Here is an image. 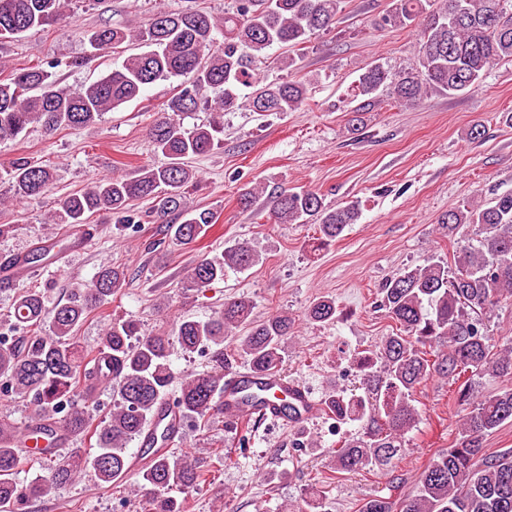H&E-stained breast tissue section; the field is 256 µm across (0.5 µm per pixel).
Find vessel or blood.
<instances>
[{
    "label": "vessel or blood",
    "mask_w": 512,
    "mask_h": 512,
    "mask_svg": "<svg viewBox=\"0 0 512 512\" xmlns=\"http://www.w3.org/2000/svg\"><path fill=\"white\" fill-rule=\"evenodd\" d=\"M95 235V227L89 224L66 230L65 253L76 255L85 252L93 243ZM33 271L24 253L0 256V288L11 287ZM220 404L225 418L237 424L244 425L259 418L268 425L285 428L303 426L321 408L308 385L277 371L265 374L249 370L230 373L224 381ZM157 415L164 418L168 426V443H175L182 434L181 419L176 409L164 401L159 404Z\"/></svg>",
    "instance_id": "b4317fda"
}]
</instances>
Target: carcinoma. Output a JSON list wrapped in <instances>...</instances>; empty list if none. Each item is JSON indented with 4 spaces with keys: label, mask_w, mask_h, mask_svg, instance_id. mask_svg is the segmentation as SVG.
Instances as JSON below:
<instances>
[{
    "label": "carcinoma",
    "mask_w": 512,
    "mask_h": 512,
    "mask_svg": "<svg viewBox=\"0 0 512 512\" xmlns=\"http://www.w3.org/2000/svg\"><path fill=\"white\" fill-rule=\"evenodd\" d=\"M71 0H0V40L71 17ZM343 0H234L217 18L202 9L159 12L146 26H103L91 33L96 50H132L120 67L90 84L62 87L43 63H33L0 77V141L18 140L39 127L46 135L78 129L99 121L104 113L138 99L157 81L184 77L178 91L157 113L149 135L162 161L143 165L130 178H95L64 200L53 223L87 224L101 211L120 224L136 223L133 202L151 200L146 214L164 224L174 238L192 244L218 223L212 209L188 208L186 194L198 185L188 160L219 148L224 113L246 107L261 116L296 112L310 96V81L259 79L257 64L275 46L288 48L278 67H297L295 52L312 38L330 31ZM419 27L413 61L398 73L383 64L369 66L355 81V96L371 107L387 99L415 106L433 94H455L480 85L500 63L512 61V0H394L374 22L378 29ZM224 36L216 44L215 34ZM204 106L207 124L188 128L184 116ZM51 168L26 157L0 168V182L17 199L48 192ZM277 224L311 220L318 224L319 246L330 245L358 221L359 201L332 208L312 190H280L271 200ZM176 217L172 222L170 217ZM481 228L478 244L466 241L465 230ZM441 228L455 245L454 267L430 260L408 267L381 288L379 307L396 323L376 351L359 354L354 363L363 393L333 390L324 398L325 413L343 423H361V433L336 450V470L355 474L384 470L404 451V436L419 419L413 405L417 387L433 376L448 380L454 404L464 412L455 442L438 451L421 472L414 495L394 501L375 496L360 512H512V448L489 453L487 436L512 423V390L479 391L480 381L512 378V337L496 348L485 318L500 303L512 301V193L489 203L472 202L448 211ZM260 262L249 245L235 243L220 254L204 256L189 269V288H206L224 279L227 270L245 271ZM126 274L104 268L71 300L48 308L44 293L29 288L18 295L13 312L0 320V385L7 394L30 400L42 422L62 421L72 439L96 435V450L79 448L56 453L44 427L36 435L42 448V474L27 486L17 484L22 449L12 447L15 428L0 421V512H27L28 506L85 477L116 487L128 477L129 442L142 436L158 403L179 386L176 405L181 418H206L224 389V371L179 378L170 362L166 333L139 337L133 319L115 320L107 328L104 347L88 358L78 349L75 333L84 316L119 295ZM312 322L333 323L335 300L320 297L307 309ZM50 334H41L45 321ZM294 317L275 312L253 318V303L244 298L224 302L206 321L182 319L175 336L182 351L194 353L236 342L237 356L255 372L281 370L282 344L293 334ZM246 330L239 336L237 331ZM112 388V411L99 424L75 406L74 392L91 396ZM152 487L144 512H184L172 495L199 486L204 473L173 452L141 472Z\"/></svg>",
    "instance_id": "1"
}]
</instances>
